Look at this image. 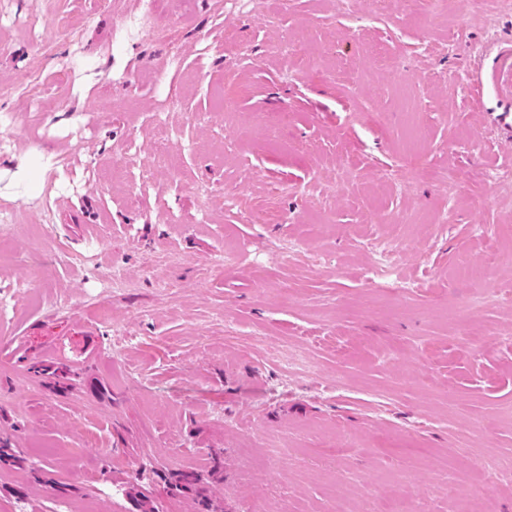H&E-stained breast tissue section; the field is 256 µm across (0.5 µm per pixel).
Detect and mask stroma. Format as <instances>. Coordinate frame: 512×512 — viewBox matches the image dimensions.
<instances>
[{
    "label": "stroma",
    "mask_w": 512,
    "mask_h": 512,
    "mask_svg": "<svg viewBox=\"0 0 512 512\" xmlns=\"http://www.w3.org/2000/svg\"><path fill=\"white\" fill-rule=\"evenodd\" d=\"M351 9L0 0V512H512V12ZM485 85L492 86L505 101L512 100V45L500 46L484 78L475 82L473 96L481 97ZM165 484L169 491L173 493H195L197 495L202 493V488L199 487L201 479L194 472L189 471H170L165 475Z\"/></svg>",
    "instance_id": "1"
}]
</instances>
